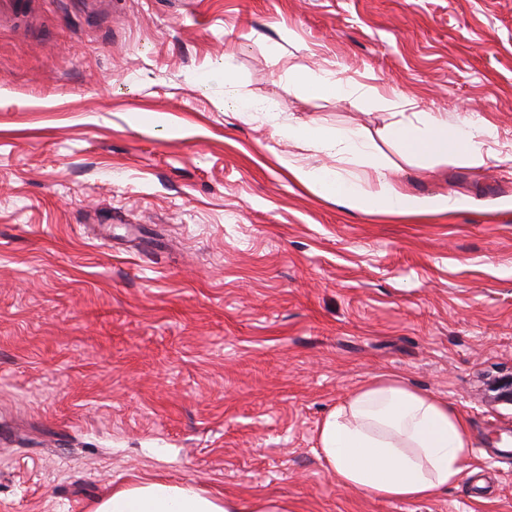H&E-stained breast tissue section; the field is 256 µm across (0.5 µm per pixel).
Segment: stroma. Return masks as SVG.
I'll use <instances>...</instances> for the list:
<instances>
[{
	"label": "stroma",
	"instance_id": "obj_1",
	"mask_svg": "<svg viewBox=\"0 0 512 512\" xmlns=\"http://www.w3.org/2000/svg\"><path fill=\"white\" fill-rule=\"evenodd\" d=\"M30 2L0 24V512H91L141 478L512 512V0ZM294 69L372 94L303 96ZM416 112L485 122V166L403 156L387 129ZM288 124L366 129L394 183L463 207L324 199L282 161H337ZM389 376L468 423L434 498H371L319 457L325 415Z\"/></svg>",
	"mask_w": 512,
	"mask_h": 512
}]
</instances>
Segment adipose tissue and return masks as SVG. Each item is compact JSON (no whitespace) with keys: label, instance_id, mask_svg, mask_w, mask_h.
Masks as SVG:
<instances>
[{"label":"adipose tissue","instance_id":"ef3b65f1","mask_svg":"<svg viewBox=\"0 0 512 512\" xmlns=\"http://www.w3.org/2000/svg\"><path fill=\"white\" fill-rule=\"evenodd\" d=\"M289 84L340 99L358 93L351 82L328 71L294 77ZM282 133L333 154L338 161L363 166L361 176L348 179L326 166L287 161L289 174L302 186L355 210L404 217L460 207L455 196L420 197L387 181L385 165L364 130L291 125ZM489 134L487 126L468 118L451 125L431 112L420 113L413 122H397L390 129L391 139L405 156L470 168L484 164L481 141ZM317 443L327 469L343 485L378 499L425 500L461 479L470 441L466 423L446 401L386 378L365 383L331 410L318 426ZM92 512H288V505L224 499L192 482L144 480L113 487Z\"/></svg>","mask_w":512,"mask_h":512}]
</instances>
